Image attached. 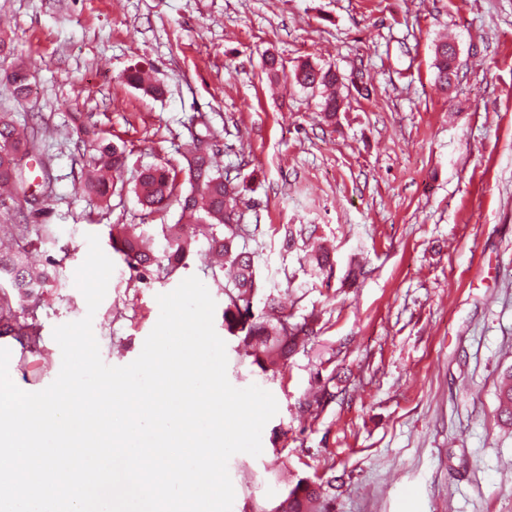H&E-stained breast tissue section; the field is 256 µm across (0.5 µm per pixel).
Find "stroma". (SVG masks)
Instances as JSON below:
<instances>
[{"label":"stroma","instance_id":"1","mask_svg":"<svg viewBox=\"0 0 512 512\" xmlns=\"http://www.w3.org/2000/svg\"><path fill=\"white\" fill-rule=\"evenodd\" d=\"M0 111L38 127L56 179L40 204L53 235L35 264L60 277L37 319L43 350H12L23 389L43 390L62 364L56 326L82 319L74 274L86 234L111 252L115 224L159 237L176 223L170 203L147 217L133 190L141 168H181L194 148L193 115L209 118L210 153L237 173L245 224L260 225L265 292L288 295L315 336L281 374L252 365L226 338L236 388L271 392L277 414L263 451L228 463L232 512H253L289 481L328 486L332 512H512V427L497 417V388L512 367V0H0ZM454 41L458 76L435 81L434 49ZM275 55L282 73L265 71ZM33 73L15 97V57ZM310 61L333 66L349 91L335 122L318 93L288 74ZM149 71L162 92L125 81ZM126 148L120 193L103 203L80 190L81 139ZM315 226L336 248L333 271H313L288 225ZM198 239L185 267L143 281L122 260L93 332L104 363L141 353L160 315L157 295L189 276L208 288L224 330V282ZM367 275L343 282L351 261ZM345 372L342 393L316 414L304 397Z\"/></svg>","mask_w":512,"mask_h":512}]
</instances>
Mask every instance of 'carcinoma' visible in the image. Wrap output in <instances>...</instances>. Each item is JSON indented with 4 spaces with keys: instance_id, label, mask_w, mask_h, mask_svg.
I'll return each instance as SVG.
<instances>
[{
    "instance_id": "obj_1",
    "label": "carcinoma",
    "mask_w": 512,
    "mask_h": 512,
    "mask_svg": "<svg viewBox=\"0 0 512 512\" xmlns=\"http://www.w3.org/2000/svg\"><path fill=\"white\" fill-rule=\"evenodd\" d=\"M455 48L445 42L436 47L434 66L441 85L450 84L455 75ZM18 97L28 94L31 71L25 65L15 66L6 75ZM126 80L145 93L157 94L160 89L147 82L143 72L133 68ZM293 81L304 89L322 90V112L328 120L336 118L343 99L338 92L339 76L332 67L314 65L308 61L293 71ZM205 133L195 132V152L187 158V168L155 166L134 176L139 203L150 216L164 210L176 200L181 212L175 224L161 225L165 240L162 256L143 247V232L139 224H114L111 227L112 249L127 267L134 271L152 268L170 275L186 264L198 236L209 244V251L222 262L208 264L213 278L229 268L230 278L224 282V329L239 339V345L249 350L253 363L262 371H277L284 367L299 349L311 340L313 328L308 320L291 322L283 312L280 297L270 293L264 297L263 308L253 311V303L261 290L256 252L247 247V225L239 223L237 211L239 190L230 175L212 164L202 143L211 135L205 121H200ZM38 137L34 128L16 122L9 112L0 113V206L7 208L26 193L30 185L22 160L36 154ZM91 176L82 181V189L104 200L116 188L126 167V155L111 144H99L85 163ZM190 185L181 193L180 175ZM53 229L49 224L0 225V234L11 242L10 249L0 250V336H13L33 349L38 345L39 328L35 321L21 315L26 307L37 305L57 281V265L48 262L34 267L27 262L28 254ZM333 397L326 387L310 393L301 404L312 412ZM497 412L500 419L512 425V368L506 370L497 390ZM276 512H330L322 487L300 479L276 499Z\"/></svg>"
}]
</instances>
